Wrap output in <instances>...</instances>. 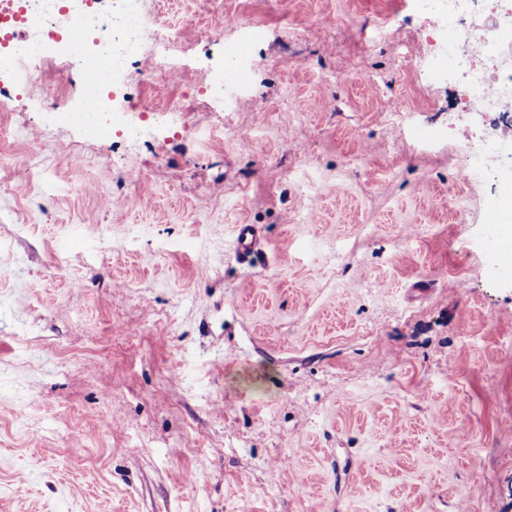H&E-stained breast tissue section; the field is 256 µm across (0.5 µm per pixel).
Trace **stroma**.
<instances>
[{
    "mask_svg": "<svg viewBox=\"0 0 512 512\" xmlns=\"http://www.w3.org/2000/svg\"><path fill=\"white\" fill-rule=\"evenodd\" d=\"M157 8L192 41L260 24L232 107L133 147L36 88L0 108V512H512L502 201L445 133L512 129L424 80L394 0ZM238 254L245 260L260 253L261 233L254 224H237L233 229Z\"/></svg>",
    "mask_w": 512,
    "mask_h": 512,
    "instance_id": "stroma-1",
    "label": "stroma"
}]
</instances>
